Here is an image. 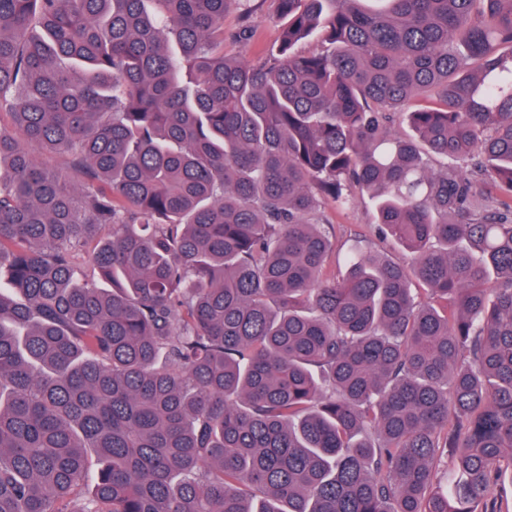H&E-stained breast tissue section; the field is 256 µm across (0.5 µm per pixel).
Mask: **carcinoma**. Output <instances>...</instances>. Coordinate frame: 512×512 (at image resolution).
<instances>
[{
    "label": "carcinoma",
    "instance_id": "carcinoma-1",
    "mask_svg": "<svg viewBox=\"0 0 512 512\" xmlns=\"http://www.w3.org/2000/svg\"><path fill=\"white\" fill-rule=\"evenodd\" d=\"M243 2L0 0V512H512V0ZM253 37L241 42L237 33L241 26L240 9L224 14V54L246 61H258L271 50H276L279 33L277 2L275 0H251ZM27 147L31 155L43 166L66 174L67 177L75 183L83 181L82 175L73 171L69 167L68 159L65 154L46 153L41 149L39 145L34 143L28 144ZM320 224L329 225L336 241V251L328 260L327 267L335 270L355 247L375 249L395 260L410 259V254L392 240L380 239L375 227L373 204L367 195H356L353 203L336 207L330 200H322L319 212Z\"/></svg>",
    "mask_w": 512,
    "mask_h": 512
}]
</instances>
